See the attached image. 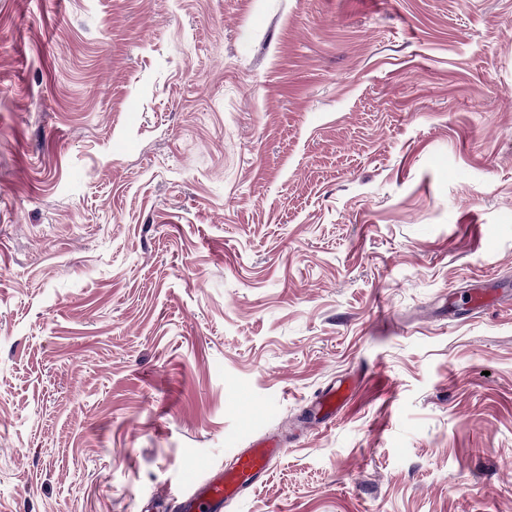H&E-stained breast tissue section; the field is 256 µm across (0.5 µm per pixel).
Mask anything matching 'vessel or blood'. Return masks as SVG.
I'll list each match as a JSON object with an SVG mask.
<instances>
[{
    "instance_id": "vessel-or-blood-1",
    "label": "vessel or blood",
    "mask_w": 512,
    "mask_h": 512,
    "mask_svg": "<svg viewBox=\"0 0 512 512\" xmlns=\"http://www.w3.org/2000/svg\"><path fill=\"white\" fill-rule=\"evenodd\" d=\"M350 391V383L333 385L320 402L318 413H335L343 406ZM284 453L285 448L280 441L252 440L248 447L238 449L224 468L210 471L206 479L187 488L179 500L180 512H223L225 502L262 482Z\"/></svg>"
}]
</instances>
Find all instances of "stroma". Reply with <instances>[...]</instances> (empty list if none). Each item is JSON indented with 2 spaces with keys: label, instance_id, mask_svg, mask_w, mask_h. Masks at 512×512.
Wrapping results in <instances>:
<instances>
[{
  "label": "stroma",
  "instance_id": "obj_1",
  "mask_svg": "<svg viewBox=\"0 0 512 512\" xmlns=\"http://www.w3.org/2000/svg\"><path fill=\"white\" fill-rule=\"evenodd\" d=\"M266 433L224 512H512V0H0V512ZM351 391V384L339 382L333 385L319 403L317 412L323 415L333 414L339 410L348 398Z\"/></svg>",
  "mask_w": 512,
  "mask_h": 512
}]
</instances>
